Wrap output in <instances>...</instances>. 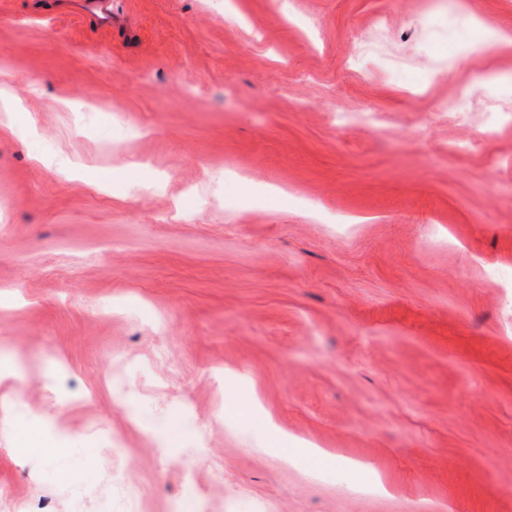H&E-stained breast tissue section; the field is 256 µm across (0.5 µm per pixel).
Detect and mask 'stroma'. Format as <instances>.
<instances>
[{"label": "stroma", "mask_w": 512, "mask_h": 512, "mask_svg": "<svg viewBox=\"0 0 512 512\" xmlns=\"http://www.w3.org/2000/svg\"><path fill=\"white\" fill-rule=\"evenodd\" d=\"M108 2L0 0V376L70 430L0 502L512 512V129L453 103L512 110V0ZM254 412L258 420L262 422V427L266 429L269 444L273 448H280L288 453V459L296 462H307L313 469H325L336 467V458H334L326 449L315 445H306L301 441L289 438L288 434L281 430L270 418L257 416L261 412V405L257 398L253 401ZM292 444L291 447H284L285 444Z\"/></svg>", "instance_id": "obj_1"}]
</instances>
